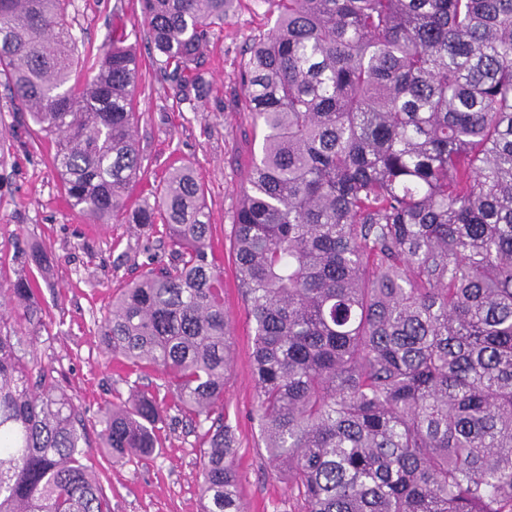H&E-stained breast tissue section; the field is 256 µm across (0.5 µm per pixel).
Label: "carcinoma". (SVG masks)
Returning a JSON list of instances; mask_svg holds the SVG:
<instances>
[{
  "instance_id": "cac0c4a2",
  "label": "carcinoma",
  "mask_w": 512,
  "mask_h": 512,
  "mask_svg": "<svg viewBox=\"0 0 512 512\" xmlns=\"http://www.w3.org/2000/svg\"><path fill=\"white\" fill-rule=\"evenodd\" d=\"M240 71L261 155L233 215L254 323L256 419L291 512H512V0H276ZM67 0H0V75L70 206L126 214L142 156L127 26L83 87ZM234 0H141L160 67L192 65ZM129 222L175 259L112 296L105 355L160 376L204 430L202 512H246L224 414L230 319L193 169ZM0 512H112L83 413L21 350L34 280L0 286ZM162 410L100 405L114 460L158 450Z\"/></svg>"
}]
</instances>
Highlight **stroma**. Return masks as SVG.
I'll use <instances>...</instances> for the list:
<instances>
[{
    "mask_svg": "<svg viewBox=\"0 0 512 512\" xmlns=\"http://www.w3.org/2000/svg\"><path fill=\"white\" fill-rule=\"evenodd\" d=\"M67 12L85 54L97 55L112 28L113 14L127 23L141 64L134 110L142 155L140 177L129 192L137 209L168 170L190 165L205 190L214 228L212 253L224 272V307L232 323L230 371L224 405L234 429L241 497L248 512L287 508V485L271 475L259 447L251 352L254 324L238 287L232 250V221L262 133L242 106L240 66L249 45L265 36L278 16L274 0H237L223 25L215 27L196 64L202 95L177 92L156 62L140 0H69ZM50 142L36 135L26 110L0 77V283L34 278L44 310L35 328L34 353L54 372L85 414L91 462L112 512H201L198 496L204 440L174 407L157 374L139 373L108 361L96 334L112 294L136 279L146 263L169 264L173 254L151 231L136 224H90L72 210L51 162ZM39 244L52 253L45 272L28 264ZM138 386L164 409L160 448L152 459L112 462L98 449L96 414L104 400L127 396Z\"/></svg>",
    "mask_w": 512,
    "mask_h": 512,
    "instance_id": "35a3bbf8",
    "label": "stroma"
}]
</instances>
